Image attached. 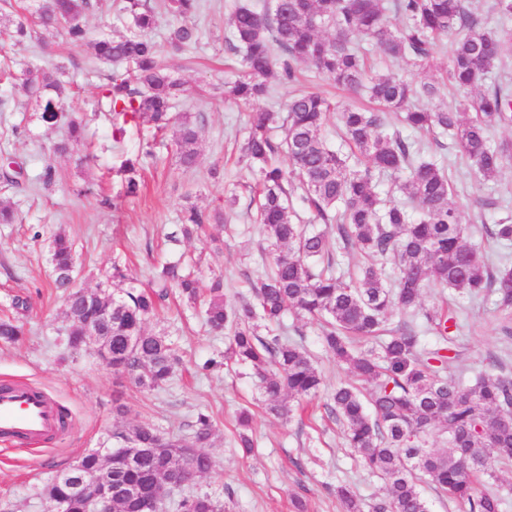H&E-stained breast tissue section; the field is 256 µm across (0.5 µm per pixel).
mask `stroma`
Returning a JSON list of instances; mask_svg holds the SVG:
<instances>
[{
	"label": "stroma",
	"mask_w": 512,
	"mask_h": 512,
	"mask_svg": "<svg viewBox=\"0 0 512 512\" xmlns=\"http://www.w3.org/2000/svg\"><path fill=\"white\" fill-rule=\"evenodd\" d=\"M239 0H201L194 22L199 30L195 48L166 51L165 61L186 89L178 112L190 113L202 126L199 162L179 169L171 134H154L148 124H128L120 139L112 137V115L93 112L100 87L109 73L89 46L75 47L59 34H42L13 45L11 21L30 0L0 2V67L19 61L70 62L77 81L67 88L66 103L75 114L94 113L87 146L68 154L54 151L65 140V126L41 122L39 111L21 85H0V158L20 166L16 186L0 182V201L17 208V221L0 224V320H19L25 334L14 343L0 341V382H25L49 394L71 419V429L57 440L28 448L0 442V512H45L47 482L71 468L92 450L113 445L116 428L151 425L161 432L189 439L198 414L210 416L214 434L211 471L186 485V492H208L224 501L229 512H343L334 490L350 484L363 503L386 494L382 479L373 476L345 448L340 422L329 417L320 400L292 401L290 417L267 412L249 369L223 365L226 335L205 323V302L183 305L170 295L159 315L146 323L163 334L180 358L166 388L150 390L133 377H115L94 353H70L65 344L64 299L54 288L48 244L59 231L68 234L77 251V283L93 289L121 268L126 286L148 287L154 269L173 260L196 258L203 280L224 279V302L235 306L246 296L262 266L264 236L247 216L251 195L246 184L255 174L237 159V148L249 126L253 109H282L294 87L275 84L269 97L248 107L224 98L220 87L236 76L237 57L230 50L228 19ZM91 36L122 35L127 19L118 0H93L85 17ZM157 140L160 158L145 174L140 196L121 195L117 169L147 140ZM427 153L446 157L455 192L452 200L464 212L465 240L479 246L489 260L512 262V245H496L482 236V225L512 216V197H497L512 188V164L491 179L476 178L459 159L449 137L424 136ZM56 172L50 184L39 182L45 166ZM236 197L235 215L226 224H211L192 238L169 241L185 207L225 213L229 197ZM498 198L495 206L486 205ZM424 308H447L456 325V347L450 352L449 373L474 379L479 362L498 356L512 373V340L499 326L493 295L471 297L454 289L428 292ZM319 324L308 325L299 343L322 371L326 389L349 378L320 341ZM219 365L204 370L206 361ZM124 406L118 416L116 406ZM249 411L250 436L256 447L243 454L238 445L237 416Z\"/></svg>",
	"instance_id": "obj_1"
}]
</instances>
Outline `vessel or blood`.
<instances>
[{
	"mask_svg": "<svg viewBox=\"0 0 512 512\" xmlns=\"http://www.w3.org/2000/svg\"><path fill=\"white\" fill-rule=\"evenodd\" d=\"M60 433V408L47 393L24 383L0 391V437L34 445Z\"/></svg>",
	"mask_w": 512,
	"mask_h": 512,
	"instance_id": "b4317fda",
	"label": "vessel or blood"
}]
</instances>
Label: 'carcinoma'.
<instances>
[{
    "mask_svg": "<svg viewBox=\"0 0 512 512\" xmlns=\"http://www.w3.org/2000/svg\"><path fill=\"white\" fill-rule=\"evenodd\" d=\"M129 33L102 35L93 43L95 57L113 66L101 87L97 105L112 113L113 134L121 124L143 120L158 131L173 129L177 162L193 167L198 158L199 127L190 116L173 112L184 83L175 78L151 33L158 13L145 0H123ZM90 0H34L33 12L17 18L13 39L32 38L34 27L58 32L73 46L89 40L84 17ZM199 0H165L175 19L167 33L176 49L198 41L194 17ZM405 18L394 26L390 13ZM231 49L241 54L240 71L225 83L232 100L250 104L269 93V80L296 81L299 64L342 87L364 93L375 107L340 106L319 91L303 90L288 99L285 115L257 112L240 146L241 160L256 171L255 221L266 237L268 267L257 277L252 300L237 308L224 304V282L210 285L206 321L227 330L224 364L248 366L258 380L270 412H291L290 398H315L323 377L299 343L279 333L290 313L302 321L323 323L321 342L354 382L341 384L326 398L325 408L344 427L345 447L387 483V495L370 512H431L420 489L426 482L457 502L462 512H502L503 499L486 487L495 478L489 451L512 460V426L485 431L486 424L512 418V376L500 359L488 362L472 381L448 374L447 355L454 336L452 317L436 308L422 311L430 288H454L470 296H496L499 323L512 338V263L495 266L463 240L462 212L450 202L452 190L445 165L426 158L415 143L382 132L395 115L416 132L448 134L476 177L488 179L512 163V146L491 142L492 132L512 126V92L493 74L512 68V33L485 30L467 0H264L241 4L230 21ZM363 37L385 57L422 67L435 59L439 44L454 38L441 80L414 85L388 74L368 78L367 49L354 43ZM62 62H26L9 76L22 81L48 125L65 122L67 138L55 147L66 152L85 139L86 125L65 105ZM469 95L444 107H428L443 87ZM336 113L349 152L321 136L328 114ZM284 127L276 138L274 129ZM288 158L283 167L279 155ZM156 154L149 148L120 166L123 195L135 196L140 175ZM399 179L407 201L384 203L378 174ZM298 184L303 202L321 224L335 225L336 249L360 248L371 263L345 276L329 249L326 232L294 221L289 186ZM210 216L189 206L181 233L189 237ZM500 245L512 244V224L486 228ZM50 261L54 285L65 292V336L81 335L88 317L112 306V323L102 334L112 337V372L134 375L149 389H162L173 378L179 358L168 339L146 329L148 318L175 289L189 304L197 302L203 284L179 262L157 269L151 289L134 287L117 296L100 287L72 290L74 244L63 232L52 237ZM401 320L393 329L386 323ZM422 317L438 336L427 347L415 326ZM210 417L199 414L190 440L170 437L145 424L112 433L123 442L106 455L80 458L89 472L112 470L115 512H162L163 491L170 475L191 469L201 476L212 468ZM438 438L448 449L428 446ZM146 449L139 465L124 456ZM151 482L150 495L127 499L124 486ZM49 498L63 499V512H87V501L67 498L55 481ZM345 512H363V503L348 484L336 487ZM177 512H226L208 492L182 497Z\"/></svg>",
    "mask_w": 512,
    "mask_h": 512,
    "instance_id": "1",
    "label": "carcinoma"
}]
</instances>
